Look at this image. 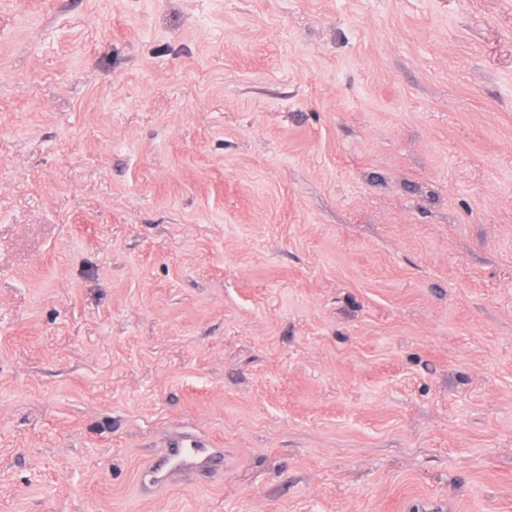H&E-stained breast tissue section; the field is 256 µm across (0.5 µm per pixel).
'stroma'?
<instances>
[{
	"label": "stroma",
	"instance_id": "stroma-1",
	"mask_svg": "<svg viewBox=\"0 0 512 512\" xmlns=\"http://www.w3.org/2000/svg\"><path fill=\"white\" fill-rule=\"evenodd\" d=\"M0 512H512V0H0ZM224 471V449L192 435H184L168 448L143 460L138 470V489L142 496H155L183 474L208 481Z\"/></svg>",
	"mask_w": 512,
	"mask_h": 512
}]
</instances>
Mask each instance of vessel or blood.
Masks as SVG:
<instances>
[{
  "instance_id": "1",
  "label": "vessel or blood",
  "mask_w": 512,
  "mask_h": 512,
  "mask_svg": "<svg viewBox=\"0 0 512 512\" xmlns=\"http://www.w3.org/2000/svg\"><path fill=\"white\" fill-rule=\"evenodd\" d=\"M223 470V449L195 436L184 435L143 460L138 470V489L141 495L149 497L170 486L177 476L189 474L207 481Z\"/></svg>"
}]
</instances>
